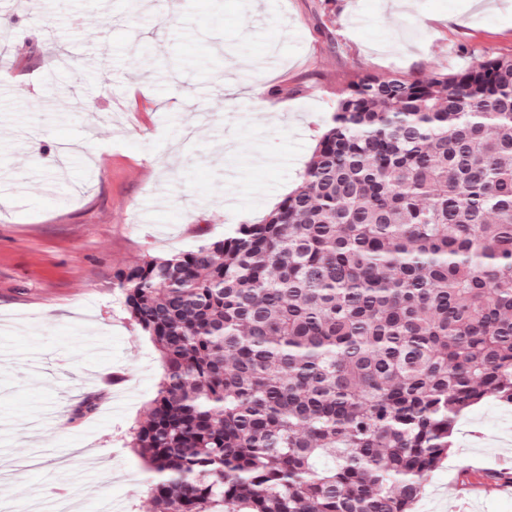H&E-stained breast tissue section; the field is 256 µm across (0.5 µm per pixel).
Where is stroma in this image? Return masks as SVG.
Listing matches in <instances>:
<instances>
[{
    "label": "stroma",
    "mask_w": 512,
    "mask_h": 512,
    "mask_svg": "<svg viewBox=\"0 0 512 512\" xmlns=\"http://www.w3.org/2000/svg\"><path fill=\"white\" fill-rule=\"evenodd\" d=\"M0 42V488L27 512H155L127 431L162 363L113 273L262 219L356 73L512 54V0H0ZM255 85L280 92L263 108ZM453 442L414 512H512V405L472 407Z\"/></svg>",
    "instance_id": "stroma-1"
}]
</instances>
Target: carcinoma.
<instances>
[{
	"instance_id": "cac0c4a2",
	"label": "carcinoma",
	"mask_w": 512,
	"mask_h": 512,
	"mask_svg": "<svg viewBox=\"0 0 512 512\" xmlns=\"http://www.w3.org/2000/svg\"><path fill=\"white\" fill-rule=\"evenodd\" d=\"M113 280L163 363L130 447L164 512H413L512 404V55L357 76L265 218Z\"/></svg>"
}]
</instances>
